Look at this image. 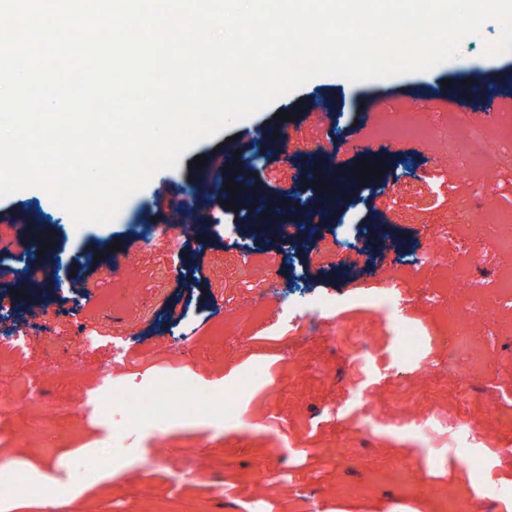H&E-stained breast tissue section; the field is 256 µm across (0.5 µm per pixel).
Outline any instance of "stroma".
Segmentation results:
<instances>
[{"mask_svg": "<svg viewBox=\"0 0 512 512\" xmlns=\"http://www.w3.org/2000/svg\"><path fill=\"white\" fill-rule=\"evenodd\" d=\"M501 32L500 21H485L456 57L427 72L362 83L316 77L185 152L177 169L155 174L105 224L75 226L40 188L0 198V267L12 275H23L33 256L17 217L53 230L57 277L46 283L40 310L30 313L0 283V312L24 332L22 354L0 364V396L11 395L22 377L45 382L39 403L0 411V449L37 469L65 459L78 487L42 512H392L397 505L512 512L500 496L501 485L512 482V307L484 291L490 318L472 327L486 338L488 364L473 370L471 389L462 392L445 374L449 353L440 337L449 307L460 301L455 256L464 243L449 241L447 259H422L461 211L481 214L479 186L490 184L498 209L512 212V162L502 161L491 179L481 169L462 178L415 140L372 136L377 115L404 104L426 125L451 116L489 122L512 142V111L491 109L512 100V86L468 83L512 69V54H482ZM443 92L454 95L453 108L440 100ZM325 98L334 102L326 121L304 112V103ZM283 111L290 121L280 120ZM278 131L290 138L287 155L266 157V140ZM249 133L254 139L239 165L242 198L217 177L205 236L185 227L180 247L162 238L143 245L141 210L152 207L158 221H172V199L194 203L201 181L194 157H224L232 136ZM328 151L340 172L361 159L382 161L385 174L369 180L346 221L389 225L404 249L339 253L322 243L313 263L294 266L285 238L241 235L240 225L262 220L248 204L255 168L306 201L318 194L311 174ZM117 240L122 246L107 266L85 264L87 251ZM340 263L342 276L335 273ZM391 287L408 298L394 315L423 329L417 344L405 343L379 312ZM321 296L335 298L334 315L312 324L285 317L284 298L305 308ZM229 303L239 317L225 331ZM86 332L102 336V345H84ZM115 346L128 350L133 364L113 372L114 389L143 394L161 378L189 375L200 385L220 379L233 411L220 430L183 423L169 410L133 424L113 412V429L126 437L112 451L104 487L87 471L104 434L87 405ZM448 419L457 427H445Z\"/></svg>", "mask_w": 512, "mask_h": 512, "instance_id": "stroma-1", "label": "stroma"}]
</instances>
